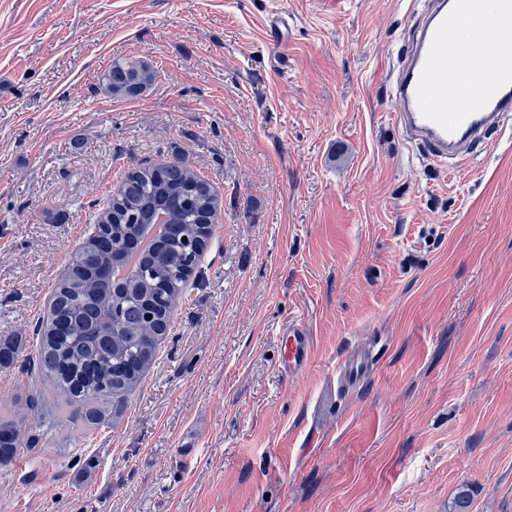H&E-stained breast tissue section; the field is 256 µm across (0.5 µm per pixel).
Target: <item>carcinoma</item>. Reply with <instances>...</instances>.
I'll return each instance as SVG.
<instances>
[{"mask_svg":"<svg viewBox=\"0 0 512 512\" xmlns=\"http://www.w3.org/2000/svg\"><path fill=\"white\" fill-rule=\"evenodd\" d=\"M155 72L136 62H114L104 74L116 98L139 95ZM217 195L185 162L148 166L128 174L112 195L111 215L73 250L55 284L46 318L36 328L37 374L93 426L102 413L122 406L154 360L171 320L174 299L193 272L197 249L211 235ZM166 215L162 233L167 258L144 253L128 278L130 292H114L99 277L155 218ZM16 345L0 340V369L15 362ZM23 438L16 421L0 412V461L14 459Z\"/></svg>","mask_w":512,"mask_h":512,"instance_id":"obj_1","label":"carcinoma"}]
</instances>
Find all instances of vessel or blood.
<instances>
[{"mask_svg":"<svg viewBox=\"0 0 512 512\" xmlns=\"http://www.w3.org/2000/svg\"><path fill=\"white\" fill-rule=\"evenodd\" d=\"M417 23L391 84L396 120L430 158L462 167L469 163L487 132L512 113V51L495 42L481 50L466 44L477 25L502 23L497 0H409ZM266 39L288 40V16L276 11L265 22ZM278 368L294 377L310 359V338L294 326L279 339Z\"/></svg>","mask_w":512,"mask_h":512,"instance_id":"obj_1","label":"vessel or blood"}]
</instances>
